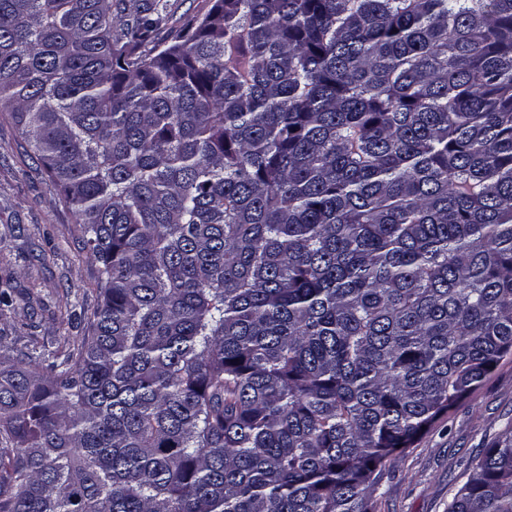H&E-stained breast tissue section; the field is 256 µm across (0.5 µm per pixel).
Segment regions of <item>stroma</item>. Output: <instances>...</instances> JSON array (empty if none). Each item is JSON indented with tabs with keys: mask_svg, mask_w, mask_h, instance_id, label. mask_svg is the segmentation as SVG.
Wrapping results in <instances>:
<instances>
[{
	"mask_svg": "<svg viewBox=\"0 0 512 512\" xmlns=\"http://www.w3.org/2000/svg\"><path fill=\"white\" fill-rule=\"evenodd\" d=\"M98 266L87 259L71 209L41 169L9 113L0 112V358L30 340L80 350L99 300ZM512 430V356L437 420L387 469L374 512H448L472 460Z\"/></svg>",
	"mask_w": 512,
	"mask_h": 512,
	"instance_id": "stroma-1",
	"label": "stroma"
}]
</instances>
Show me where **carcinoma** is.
Listing matches in <instances>:
<instances>
[{"label": "carcinoma", "instance_id": "carcinoma-1", "mask_svg": "<svg viewBox=\"0 0 512 512\" xmlns=\"http://www.w3.org/2000/svg\"><path fill=\"white\" fill-rule=\"evenodd\" d=\"M0 0V112L99 264L0 360V512H372L512 354V0ZM448 512H512V434ZM213 0H168L171 19L167 27H179L184 19L202 15L210 8Z\"/></svg>", "mask_w": 512, "mask_h": 512}]
</instances>
